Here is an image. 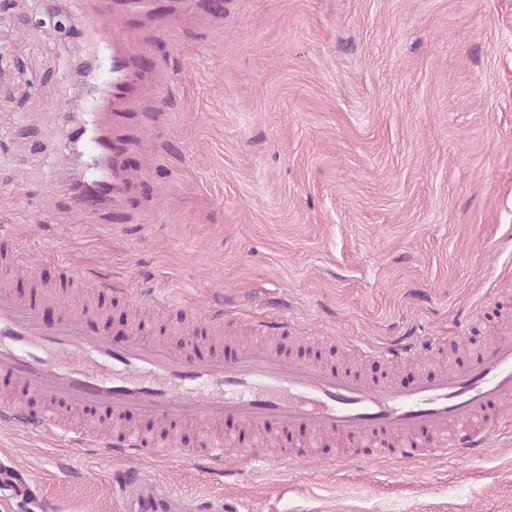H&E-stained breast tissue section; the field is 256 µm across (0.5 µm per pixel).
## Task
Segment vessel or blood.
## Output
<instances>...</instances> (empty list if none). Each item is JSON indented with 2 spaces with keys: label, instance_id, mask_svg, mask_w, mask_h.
I'll return each instance as SVG.
<instances>
[{
  "label": "vessel or blood",
  "instance_id": "b4317fda",
  "mask_svg": "<svg viewBox=\"0 0 512 512\" xmlns=\"http://www.w3.org/2000/svg\"><path fill=\"white\" fill-rule=\"evenodd\" d=\"M133 81L125 54L116 53L113 95H124ZM93 172L90 184L72 196L76 208L96 209L126 186L119 173L98 166ZM113 294L111 285H100L97 317L103 328L92 331L67 309L46 320L38 296L24 300L12 288L0 287V388L31 395L49 407L37 414L0 406V420L83 446L90 437L62 426L53 411L88 414L109 425L103 447L128 460L187 454L175 442L153 444L143 430L127 428L133 418L173 431L224 428L247 457L253 454L248 447L252 434L269 431L281 460H302L323 438L336 441L340 460L348 459L352 449L367 447L406 460L435 449L464 459L482 453L495 433L488 425L469 427V420L480 411L503 417L512 405V340L410 383L393 375L367 379L312 359H289L271 345L204 352L205 333L224 329L219 314L209 316L203 328H192L190 346L175 348L149 338L139 322L128 324L122 342H113ZM437 348L428 339L383 349L379 356L399 362ZM116 482L123 494L135 495V512H159L157 495L139 470L119 472Z\"/></svg>",
  "mask_w": 512,
  "mask_h": 512
}]
</instances>
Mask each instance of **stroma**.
<instances>
[{
	"mask_svg": "<svg viewBox=\"0 0 512 512\" xmlns=\"http://www.w3.org/2000/svg\"><path fill=\"white\" fill-rule=\"evenodd\" d=\"M0 0V231L11 285L55 287L63 265L160 296L170 325L288 312L281 342L368 376L374 351L447 340L454 361L512 331V0ZM99 18L136 90L88 96L80 65ZM133 175L124 201L68 202L92 177L84 102ZM134 465L167 512H512V424L485 452L415 461L325 456ZM107 449L0 422V473L52 512H130Z\"/></svg>",
	"mask_w": 512,
	"mask_h": 512,
	"instance_id": "35a3bbf8",
	"label": "stroma"
}]
</instances>
